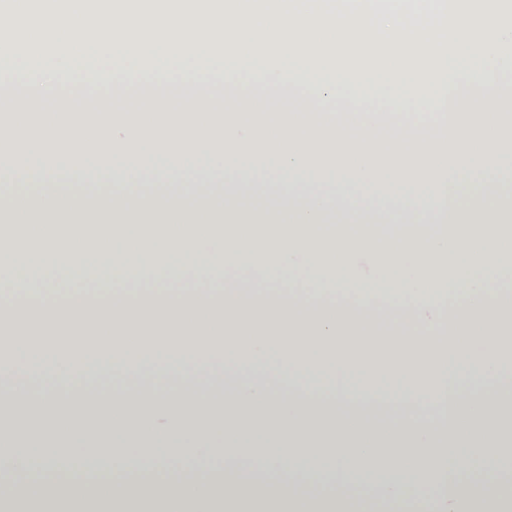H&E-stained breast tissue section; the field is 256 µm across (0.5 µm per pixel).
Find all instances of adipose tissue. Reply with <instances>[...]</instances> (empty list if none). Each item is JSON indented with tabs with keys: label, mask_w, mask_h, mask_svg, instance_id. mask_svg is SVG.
I'll return each instance as SVG.
<instances>
[{
	"label": "adipose tissue",
	"mask_w": 512,
	"mask_h": 512,
	"mask_svg": "<svg viewBox=\"0 0 512 512\" xmlns=\"http://www.w3.org/2000/svg\"><path fill=\"white\" fill-rule=\"evenodd\" d=\"M234 154L278 174L258 183L257 203H243L232 167L220 188L187 179L192 149L170 150L160 189L120 176L108 193L59 181L33 193L0 177V223L22 231L0 232V255L12 258L0 262V330L16 372L117 354L131 371L242 366L224 402L117 388L96 401L0 392V413L26 412L50 440L35 452L0 430V512H415L421 488L434 512H512L502 472L480 470L481 449L512 447L501 428L512 403L472 391L505 375L496 351L512 328V290L499 285L512 274V192L468 175L496 159L341 147ZM378 178L394 204L355 195ZM255 266L263 281L239 278ZM298 276L307 288H291ZM258 368L287 382L343 375L337 397L349 402L363 398L357 382L388 384L434 421L372 427L332 413L311 386L273 402ZM94 457L113 472L134 460L162 475L79 493L59 483Z\"/></svg>",
	"instance_id": "adipose-tissue-1"
}]
</instances>
